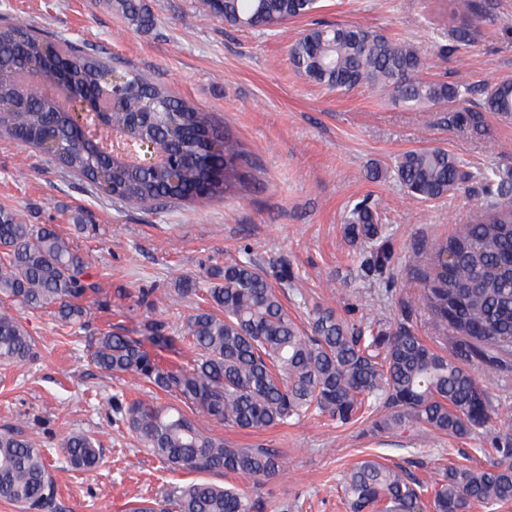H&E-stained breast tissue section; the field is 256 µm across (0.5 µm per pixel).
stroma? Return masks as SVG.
<instances>
[{
  "instance_id": "1",
  "label": "stroma",
  "mask_w": 512,
  "mask_h": 512,
  "mask_svg": "<svg viewBox=\"0 0 512 512\" xmlns=\"http://www.w3.org/2000/svg\"><path fill=\"white\" fill-rule=\"evenodd\" d=\"M147 3L155 25L143 32L114 0H0V19L92 45L211 112L256 167L255 180L225 198L146 213L0 136V207L71 236L99 285L84 300V327L62 324L49 312L29 314L36 360L0 365V430L23 429L50 448L58 494L48 512H124L127 503L161 497L195 478L168 467L112 421L113 393L128 402L171 400L149 384L111 377L90 360L87 341L99 330L136 335L143 314L130 309L125 292L170 290L179 279L199 276L210 259L249 257L270 273L287 267L280 293L294 317L330 308L354 327L374 324L387 334L405 328L448 354L450 344L417 302L421 282L412 261L465 223L480 198L464 189L438 200L416 198L395 179V161L411 149L442 147L473 169H512V121L488 115L486 135L473 138L449 129L446 107L407 108L367 86L327 90L288 61L291 43L313 21L354 23L420 46L428 80L466 75L473 88L467 103L474 106L486 89L512 78V0H496L493 20L478 25L475 46L448 55L437 52L439 0H322L315 17L276 30L227 26L209 14L205 0ZM365 198L381 214V233L370 244L348 233L347 215ZM76 211L98 225L96 235L74 232L69 216ZM377 249L388 256L386 272L366 275L362 261ZM204 426L238 447L284 455L283 474L259 492L264 512H350L341 485L356 461L372 457L428 478L455 466H488L498 434L489 427L464 439L405 440L372 432L367 418L342 426L326 415L257 432L210 420ZM74 430L98 437L97 469L68 466L60 443Z\"/></svg>"
}]
</instances>
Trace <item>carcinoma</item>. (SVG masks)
I'll list each match as a JSON object with an SVG mask.
<instances>
[{"instance_id":"obj_1","label":"carcinoma","mask_w":512,"mask_h":512,"mask_svg":"<svg viewBox=\"0 0 512 512\" xmlns=\"http://www.w3.org/2000/svg\"><path fill=\"white\" fill-rule=\"evenodd\" d=\"M136 29L148 31L155 17L145 0H116ZM211 14L232 27L267 30L312 15L319 0H206ZM454 24L453 53L478 40L475 20L492 15V0H448ZM72 62L73 82L96 90L118 77L135 92L110 106L113 126L132 142L146 140L165 163L134 167L102 158L77 144L66 118L48 99L26 94L18 78L28 68L45 85L58 66ZM292 67L310 82L349 90L361 84L409 107L452 104L448 126L472 137L486 134V113L512 120V80L497 82L477 106L455 107L471 85L426 81L420 48L409 41L354 24H314L289 47ZM0 132L32 147L60 169L86 179L101 193L145 211L167 204L226 196L247 178L250 158L214 116L189 105L169 88L132 67L117 66L82 47L31 27L0 23ZM397 181L423 200L478 189L482 202L455 234L435 241L422 269L419 302L435 325L450 335L457 356L443 355L412 331L367 336L331 310L317 308L305 325L289 314L276 288L252 259L214 261L198 277L179 280L167 294L180 303L203 296L206 307L179 324L148 317L135 339L111 330L90 341L94 364L116 378L130 376L169 393L177 391L191 410L248 432L327 414L347 423L383 401L372 423L381 433L417 431L469 437L493 420L512 428V408L494 404L458 358L490 368L512 362V171H472L443 148L404 152L394 167ZM379 213L367 200L349 212L355 237L379 234ZM88 261L73 240L50 224H25L0 208V363L36 357V339L19 311L54 308L65 324H85L82 304ZM154 289L129 296L151 311ZM156 349H192V367L159 366ZM112 409L155 457L174 470L240 475L258 488L284 471L283 455L270 448H239L198 425L176 406L123 402ZM44 444L20 429L0 430V500L21 512H42L56 500ZM74 469L91 470L101 459L98 438L86 431L61 442ZM487 467H450L428 481L409 477L377 459L363 458L344 482L352 512H490L512 503V438L496 442ZM261 501L230 485L207 479L174 487L159 499L129 505L128 512H259Z\"/></svg>"}]
</instances>
